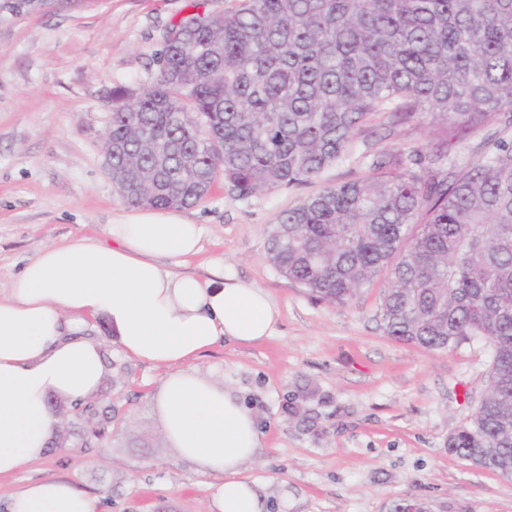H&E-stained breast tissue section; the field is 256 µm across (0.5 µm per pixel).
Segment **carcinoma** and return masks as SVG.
I'll list each match as a JSON object with an SVG mask.
<instances>
[{"instance_id":"cac0c4a2","label":"carcinoma","mask_w":512,"mask_h":512,"mask_svg":"<svg viewBox=\"0 0 512 512\" xmlns=\"http://www.w3.org/2000/svg\"><path fill=\"white\" fill-rule=\"evenodd\" d=\"M82 0H0L7 15ZM154 80L115 86L104 148L131 206L186 209L218 177L243 199L300 190L348 159L377 115L440 135L373 155L365 173L301 195L267 261L344 303L384 280V332L425 349L473 337L492 382L448 450L512 470V140L449 159L460 134L512 125V0H232L169 25Z\"/></svg>"}]
</instances>
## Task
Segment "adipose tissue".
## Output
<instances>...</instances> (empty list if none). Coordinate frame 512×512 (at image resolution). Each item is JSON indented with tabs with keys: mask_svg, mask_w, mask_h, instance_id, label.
<instances>
[{
	"mask_svg": "<svg viewBox=\"0 0 512 512\" xmlns=\"http://www.w3.org/2000/svg\"><path fill=\"white\" fill-rule=\"evenodd\" d=\"M111 244L79 237L45 247L0 298V477L47 452L60 424L50 398L86 401L104 372L92 319L112 324L121 350L167 368L157 408L168 443L200 472L223 476L212 512H264L240 466L260 445L254 414L193 366L222 340L272 336L277 313L255 283L216 268L200 280L161 266L200 250L201 230L173 212L129 213L108 225ZM9 512H96L94 498L64 481L21 487Z\"/></svg>",
	"mask_w": 512,
	"mask_h": 512,
	"instance_id": "adipose-tissue-1",
	"label": "adipose tissue"
}]
</instances>
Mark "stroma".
Returning a JSON list of instances; mask_svg holds the SVG:
<instances>
[{"label":"stroma","mask_w":512,"mask_h":512,"mask_svg":"<svg viewBox=\"0 0 512 512\" xmlns=\"http://www.w3.org/2000/svg\"><path fill=\"white\" fill-rule=\"evenodd\" d=\"M226 0H88L0 19V294L49 245L106 239L131 207L115 191L103 154L114 86L148 84L162 36L193 9ZM280 190L243 199L216 182L186 209L201 250L164 268L254 282L271 297L273 336L222 341L196 367L233 390L255 414L260 446L240 468L257 481L266 512H388L393 501L430 512H512V478L478 469L448 450L491 379L484 342L424 349L387 336L380 286L342 304L312 298L266 260L273 224L298 200ZM90 339L106 373L89 410L51 401L62 419L47 454L0 477V512L20 486L64 480L98 501V512H211L222 478L202 474L164 437L155 398L166 368L124 354L111 325ZM102 435L89 439L91 429Z\"/></svg>","instance_id":"stroma-1"}]
</instances>
